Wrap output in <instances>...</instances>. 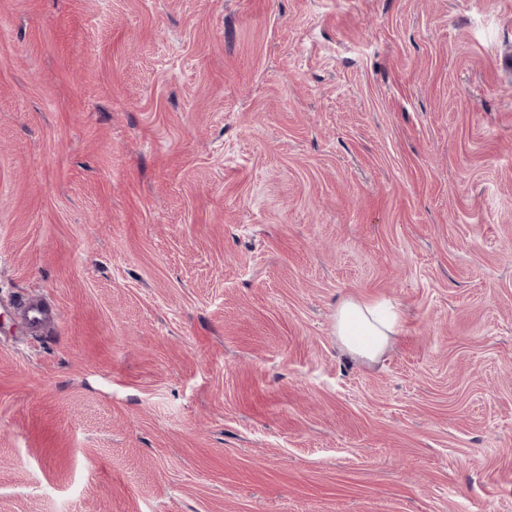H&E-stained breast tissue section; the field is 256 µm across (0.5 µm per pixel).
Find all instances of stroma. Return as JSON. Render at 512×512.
I'll return each instance as SVG.
<instances>
[{
    "label": "stroma",
    "instance_id": "obj_1",
    "mask_svg": "<svg viewBox=\"0 0 512 512\" xmlns=\"http://www.w3.org/2000/svg\"><path fill=\"white\" fill-rule=\"evenodd\" d=\"M0 512H512V0H0ZM19 319L22 323H27L32 327L41 326L48 319V312L43 305L34 300L33 297H27L17 302ZM397 326V315L383 304L348 298L336 308V337L355 357L377 358L397 334Z\"/></svg>",
    "mask_w": 512,
    "mask_h": 512
}]
</instances>
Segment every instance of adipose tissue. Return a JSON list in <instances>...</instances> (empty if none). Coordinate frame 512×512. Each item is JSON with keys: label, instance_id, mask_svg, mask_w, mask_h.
Instances as JSON below:
<instances>
[{"label": "adipose tissue", "instance_id": "ef3b65f1", "mask_svg": "<svg viewBox=\"0 0 512 512\" xmlns=\"http://www.w3.org/2000/svg\"><path fill=\"white\" fill-rule=\"evenodd\" d=\"M398 319L382 304L349 298L336 308L335 333L352 356L372 360L383 353L396 335Z\"/></svg>", "mask_w": 512, "mask_h": 512}]
</instances>
